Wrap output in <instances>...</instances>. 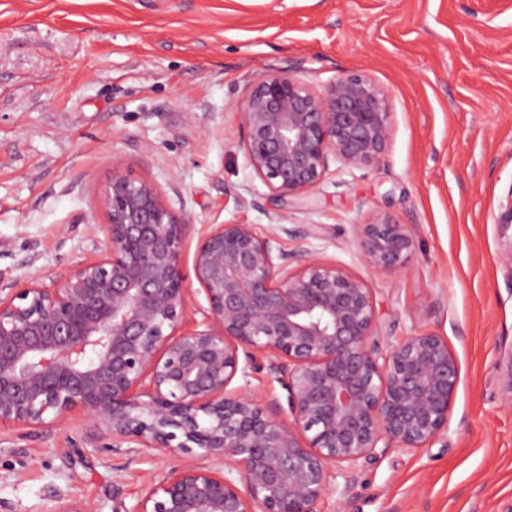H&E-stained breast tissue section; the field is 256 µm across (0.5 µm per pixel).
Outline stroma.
I'll use <instances>...</instances> for the list:
<instances>
[{
	"label": "stroma",
	"instance_id": "35a3bbf8",
	"mask_svg": "<svg viewBox=\"0 0 512 512\" xmlns=\"http://www.w3.org/2000/svg\"><path fill=\"white\" fill-rule=\"evenodd\" d=\"M314 87L346 72L385 92L392 136L366 167L333 163L287 206L270 200L238 146V105L265 70ZM152 181L191 224L184 264L213 224L270 230L369 288L375 339L448 340L460 377L440 437L360 460L321 512H497L512 499V267L498 203L512 189V0H0V282L65 280L105 240L113 167ZM412 225L392 270L361 257L372 213ZM74 415L50 433L0 429V500L54 512L48 489L99 512L132 506L161 450L127 462L94 448Z\"/></svg>",
	"mask_w": 512,
	"mask_h": 512
}]
</instances>
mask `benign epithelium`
Listing matches in <instances>:
<instances>
[{"label": "benign epithelium", "mask_w": 512, "mask_h": 512, "mask_svg": "<svg viewBox=\"0 0 512 512\" xmlns=\"http://www.w3.org/2000/svg\"><path fill=\"white\" fill-rule=\"evenodd\" d=\"M239 112V146L281 204L315 188L332 160L380 161L392 133L386 94L353 72L315 89L294 68L270 69ZM102 204L98 259L60 284H0V427L48 431L81 413L87 438L115 455L186 457L123 512H320L338 473L447 428L459 381L447 339L421 331L385 348L372 341L364 282L277 246L281 232L317 229L211 226L193 257L207 313L186 329L191 224L153 182L119 167ZM497 223L512 227V186ZM356 237L374 269L400 267L414 244L410 225L378 212ZM257 353L286 404L249 389ZM52 497L57 512H97L57 489Z\"/></svg>", "instance_id": "1"}]
</instances>
